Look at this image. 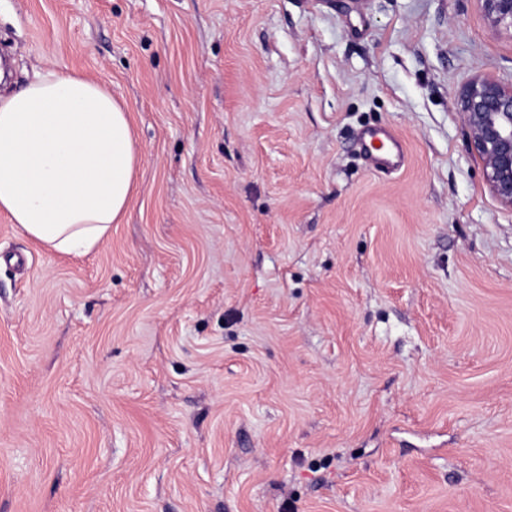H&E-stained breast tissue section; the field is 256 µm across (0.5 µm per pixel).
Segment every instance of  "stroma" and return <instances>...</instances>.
Masks as SVG:
<instances>
[{
  "label": "stroma",
  "mask_w": 512,
  "mask_h": 512,
  "mask_svg": "<svg viewBox=\"0 0 512 512\" xmlns=\"http://www.w3.org/2000/svg\"><path fill=\"white\" fill-rule=\"evenodd\" d=\"M1 55L103 85L139 163L87 255L0 214V512H512L482 0H0ZM362 138L372 142H379L378 152L373 156L372 161L378 167H394L403 161V151L399 141L391 134L383 131L368 130L363 133Z\"/></svg>",
  "instance_id": "35a3bbf8"
}]
</instances>
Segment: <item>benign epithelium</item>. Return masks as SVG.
I'll list each match as a JSON object with an SVG mask.
<instances>
[{
    "label": "benign epithelium",
    "instance_id": "7a95c632",
    "mask_svg": "<svg viewBox=\"0 0 512 512\" xmlns=\"http://www.w3.org/2000/svg\"><path fill=\"white\" fill-rule=\"evenodd\" d=\"M482 2L493 25L512 29V0ZM461 111L491 192L512 207V85L490 78L472 81L461 99Z\"/></svg>",
    "mask_w": 512,
    "mask_h": 512
}]
</instances>
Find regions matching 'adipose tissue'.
Segmentation results:
<instances>
[{"instance_id": "ef3b65f1", "label": "adipose tissue", "mask_w": 512, "mask_h": 512, "mask_svg": "<svg viewBox=\"0 0 512 512\" xmlns=\"http://www.w3.org/2000/svg\"><path fill=\"white\" fill-rule=\"evenodd\" d=\"M139 162L125 109L84 77L0 93V213L50 253L82 255L119 223Z\"/></svg>"}]
</instances>
